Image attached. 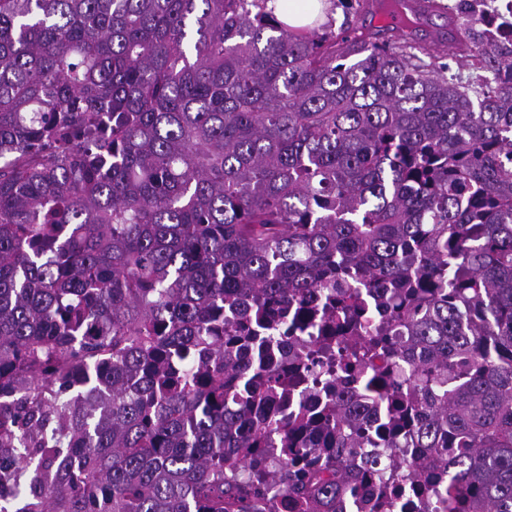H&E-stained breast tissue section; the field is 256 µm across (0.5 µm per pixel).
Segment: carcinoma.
I'll use <instances>...</instances> for the list:
<instances>
[{"instance_id": "cac0c4a2", "label": "carcinoma", "mask_w": 512, "mask_h": 512, "mask_svg": "<svg viewBox=\"0 0 512 512\" xmlns=\"http://www.w3.org/2000/svg\"><path fill=\"white\" fill-rule=\"evenodd\" d=\"M266 2L0 0L14 512H512V48L474 99ZM290 350L336 400L281 423Z\"/></svg>"}]
</instances>
